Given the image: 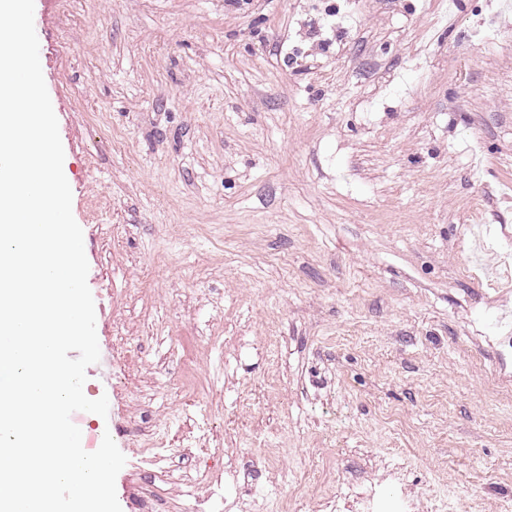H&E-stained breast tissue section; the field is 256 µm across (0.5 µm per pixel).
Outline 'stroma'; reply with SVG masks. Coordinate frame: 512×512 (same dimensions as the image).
Returning <instances> with one entry per match:
<instances>
[{"label": "stroma", "mask_w": 512, "mask_h": 512, "mask_svg": "<svg viewBox=\"0 0 512 512\" xmlns=\"http://www.w3.org/2000/svg\"><path fill=\"white\" fill-rule=\"evenodd\" d=\"M438 6L35 0L122 512H313L394 461L417 512H512V9L432 46ZM131 445L138 448L140 456L146 461H152L155 449L158 448V442L155 435L141 428H132Z\"/></svg>", "instance_id": "1"}]
</instances>
